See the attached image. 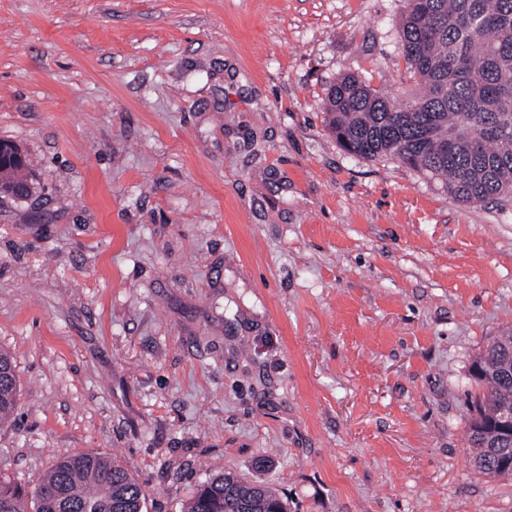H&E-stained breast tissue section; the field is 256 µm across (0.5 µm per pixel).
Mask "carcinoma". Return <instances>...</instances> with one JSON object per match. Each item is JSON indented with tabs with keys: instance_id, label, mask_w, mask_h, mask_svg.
<instances>
[{
	"instance_id": "obj_1",
	"label": "carcinoma",
	"mask_w": 512,
	"mask_h": 512,
	"mask_svg": "<svg viewBox=\"0 0 512 512\" xmlns=\"http://www.w3.org/2000/svg\"><path fill=\"white\" fill-rule=\"evenodd\" d=\"M398 49L419 91L400 96L346 73L331 84L321 110L349 154L395 159L439 182L469 205L512 198V0H405ZM0 158V193L34 185L19 146ZM478 392L467 440L474 471L512 475V445L492 447L496 413L512 405V329L473 362ZM17 408L11 355L0 350V424ZM145 490L112 459L58 458L33 493L0 479V512H143ZM182 512H287L281 496L232 471L202 482Z\"/></svg>"
}]
</instances>
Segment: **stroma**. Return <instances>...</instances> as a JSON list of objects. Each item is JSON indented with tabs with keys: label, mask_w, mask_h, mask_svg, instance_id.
<instances>
[{
	"label": "stroma",
	"mask_w": 512,
	"mask_h": 512,
	"mask_svg": "<svg viewBox=\"0 0 512 512\" xmlns=\"http://www.w3.org/2000/svg\"><path fill=\"white\" fill-rule=\"evenodd\" d=\"M404 0H0V476L126 466L144 512L224 470L288 512H512L470 367L512 328V200L345 153V73L415 91ZM4 145L7 150L0 158V194L3 192L6 196L14 189L28 185L17 191L18 200L26 199L32 188L35 191L29 163L25 160L26 156H23L19 146L14 143H4ZM17 381L11 355L0 350V424L8 422L17 408Z\"/></svg>",
	"instance_id": "35a3bbf8"
}]
</instances>
